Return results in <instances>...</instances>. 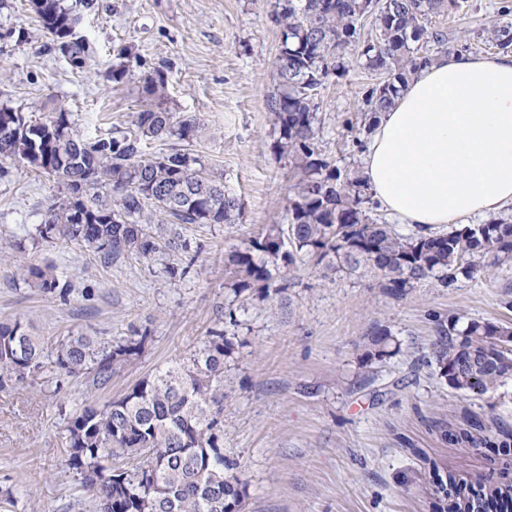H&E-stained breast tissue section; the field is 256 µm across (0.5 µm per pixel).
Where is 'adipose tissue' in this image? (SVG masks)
<instances>
[{"instance_id":"1","label":"adipose tissue","mask_w":512,"mask_h":512,"mask_svg":"<svg viewBox=\"0 0 512 512\" xmlns=\"http://www.w3.org/2000/svg\"><path fill=\"white\" fill-rule=\"evenodd\" d=\"M362 175L423 235L512 204V55L436 56L380 115Z\"/></svg>"}]
</instances>
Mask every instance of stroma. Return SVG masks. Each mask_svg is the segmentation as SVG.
Here are the masks:
<instances>
[{"label": "stroma", "mask_w": 512, "mask_h": 512, "mask_svg": "<svg viewBox=\"0 0 512 512\" xmlns=\"http://www.w3.org/2000/svg\"><path fill=\"white\" fill-rule=\"evenodd\" d=\"M501 3L457 0L428 25L447 32L449 51L490 55L481 32L498 20ZM275 4L95 0L75 29L93 49L77 69L29 0H0V104L37 120L63 108L90 137L132 121L147 75L163 70L165 108L201 124L191 153L244 203L238 223L181 225L185 249L153 264L128 255L106 265L74 243L17 252L14 241L41 224L58 185L23 166L0 177V321L23 320L50 345L80 331L118 340L146 328L153 336L102 392L87 393L74 379L56 393L27 382L0 388V512H70L83 492L66 465L68 417L198 349L219 323L237 339L224 361V451L240 462L245 512H435L439 480L498 477L497 449L443 443L433 426L473 416L495 438L512 433V381L464 394L427 356L449 319L512 327V263L449 286L431 277L396 295L377 287L370 271L328 274L305 256L276 273L275 292L232 294L225 251L261 226L287 223L294 183L287 156L274 148L269 110L280 38ZM123 47L131 56L115 83L108 73ZM378 80L357 62L320 92L318 146L340 169L361 170L357 143L368 137L361 98ZM170 262L191 269L171 279L163 272ZM48 263L69 284L67 297L24 285V268ZM379 329L390 334L381 355L370 343Z\"/></svg>", "instance_id": "obj_1"}]
</instances>
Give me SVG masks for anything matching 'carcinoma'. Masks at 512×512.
<instances>
[{
	"instance_id": "cac0c4a2",
	"label": "carcinoma",
	"mask_w": 512,
	"mask_h": 512,
	"mask_svg": "<svg viewBox=\"0 0 512 512\" xmlns=\"http://www.w3.org/2000/svg\"><path fill=\"white\" fill-rule=\"evenodd\" d=\"M44 29L61 43L71 65L85 64L89 47L73 37L77 23L64 0H31ZM280 27L275 60L278 86L270 100L275 148L288 155L296 177L288 224L268 225L244 247L224 253L237 276L231 290L269 295L274 273L309 255L334 271H375L378 287L399 293L434 277L443 284L471 276L476 263L512 261V224L494 219L448 232L404 236L390 224L373 222L363 209L366 186L342 174L320 153L318 96L332 74L365 59L382 78L362 95L363 127L372 128L411 78L431 59L427 47L446 41L426 26L456 0H277ZM373 19L375 36L362 39L361 26ZM485 42L512 52V22L486 30ZM168 79L157 71L145 92L154 104L136 113L131 126H112V135L86 140L59 109L32 124L20 112L0 107L1 163L28 167L53 177L59 195L46 208L33 243L74 242L110 262L135 255L150 265L178 246L176 224H235L243 203L224 188L222 177L195 169L197 158L182 148L147 155L142 144L175 136L197 139L199 122L162 107ZM24 283L62 298L55 267L31 265ZM448 322L432 344L441 378L459 392L486 393L512 380V365L498 364L512 346V328L471 321L462 329ZM151 340L146 330L113 342L86 332L47 347L30 325L0 323V388L34 382L45 373L56 383L77 378L89 391L103 390L122 368L142 356ZM234 349L224 325L208 331L202 348L173 361L100 407L87 406L68 418L67 466L75 471L85 498L74 512H240L247 489L237 461L224 454V360ZM444 443L461 448L494 446L512 455V436L496 442L474 418L462 425H436ZM437 512H474L476 497L512 501V481L481 474L442 484Z\"/></svg>"
}]
</instances>
